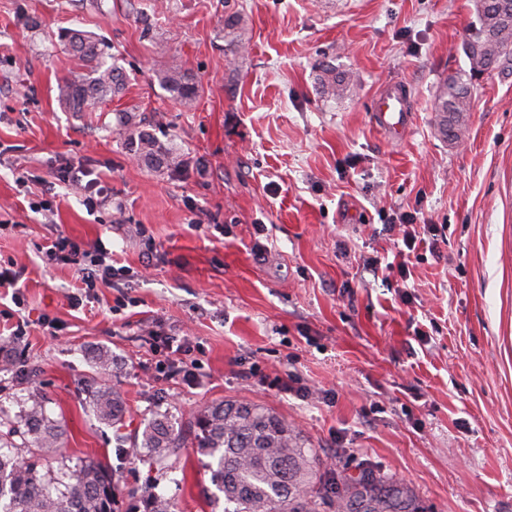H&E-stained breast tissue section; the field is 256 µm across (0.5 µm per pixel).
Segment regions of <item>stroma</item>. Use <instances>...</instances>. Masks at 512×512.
Wrapping results in <instances>:
<instances>
[{
	"instance_id": "obj_1",
	"label": "stroma",
	"mask_w": 512,
	"mask_h": 512,
	"mask_svg": "<svg viewBox=\"0 0 512 512\" xmlns=\"http://www.w3.org/2000/svg\"><path fill=\"white\" fill-rule=\"evenodd\" d=\"M477 24L476 0H0V267L24 271L20 303L0 297V337L33 370L0 376V406L44 395L64 434L43 467L113 468L118 512H138L148 485L173 512H224L193 445L153 466L116 446L79 389L95 381L123 394L131 435L157 409L249 399L300 431L326 475L378 471L426 512H512V74L474 81L460 140L436 108ZM64 28L103 39L128 75L97 111L57 98L81 73ZM175 63L199 82L193 110L159 85ZM324 64L346 77L333 97ZM392 83L413 115L398 141L372 119ZM129 128L182 165L135 158ZM67 163L112 206L88 211L56 179ZM41 199L51 210L32 212ZM404 213L438 232L407 276L374 277ZM59 234L103 242L132 282L73 306L74 269L41 260ZM171 341L194 382L170 376ZM255 367L295 374L301 394L259 386Z\"/></svg>"
}]
</instances>
